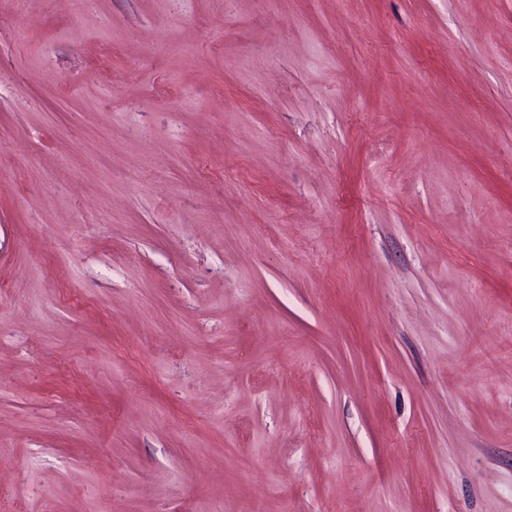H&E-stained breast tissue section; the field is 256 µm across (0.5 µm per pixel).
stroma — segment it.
Returning <instances> with one entry per match:
<instances>
[{
  "label": "stroma",
  "instance_id": "35a3bbf8",
  "mask_svg": "<svg viewBox=\"0 0 512 512\" xmlns=\"http://www.w3.org/2000/svg\"><path fill=\"white\" fill-rule=\"evenodd\" d=\"M0 512H512V0H0Z\"/></svg>",
  "mask_w": 512,
  "mask_h": 512
}]
</instances>
